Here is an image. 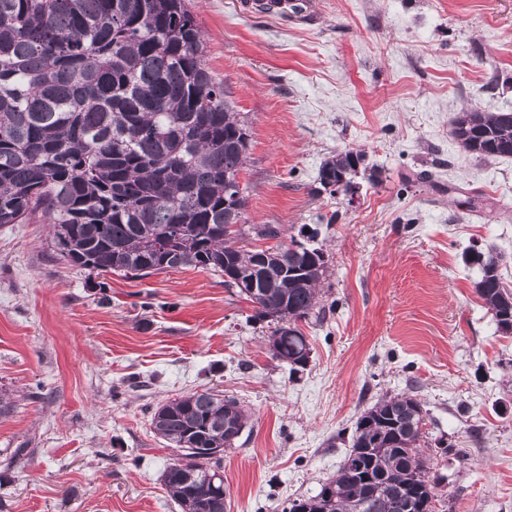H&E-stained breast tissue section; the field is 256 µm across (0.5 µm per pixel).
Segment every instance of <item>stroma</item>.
Segmentation results:
<instances>
[{
	"label": "stroma",
	"mask_w": 512,
	"mask_h": 512,
	"mask_svg": "<svg viewBox=\"0 0 512 512\" xmlns=\"http://www.w3.org/2000/svg\"><path fill=\"white\" fill-rule=\"evenodd\" d=\"M312 2L304 23L187 0L248 120V223L318 229L329 257L308 365L273 359L274 321L219 273L99 276L69 265L48 225L0 224V512H181L163 484L176 452L151 418L206 389L248 415L224 451L226 512L316 495L363 410L408 392L428 412L434 512H512V334L466 260L494 245L512 285V157L476 158L450 134L462 109L512 111V0ZM345 150L378 174L351 199L317 181ZM421 170L430 182H408Z\"/></svg>",
	"instance_id": "35a3bbf8"
}]
</instances>
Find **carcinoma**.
I'll return each mask as SVG.
<instances>
[{
	"instance_id": "carcinoma-1",
	"label": "carcinoma",
	"mask_w": 512,
	"mask_h": 512,
	"mask_svg": "<svg viewBox=\"0 0 512 512\" xmlns=\"http://www.w3.org/2000/svg\"><path fill=\"white\" fill-rule=\"evenodd\" d=\"M206 43L184 0H0V224L52 225L71 265L144 278L186 266L242 282L238 295L276 320L274 359L295 370L311 348L299 323L326 318L325 252L279 243L264 256L239 244L235 200L247 158L235 136L246 119L205 61ZM450 134L480 158L512 156V112L457 113ZM364 154L344 151L319 171L321 186L353 177ZM475 290L500 331L512 333V290L492 246L467 254ZM427 412L405 393L360 415L349 452L322 492L289 512H412L435 498L420 441ZM247 424L234 399L195 392L158 406L153 433L177 450L164 482L182 512H224L207 496ZM192 458L183 467L182 458Z\"/></svg>"
}]
</instances>
